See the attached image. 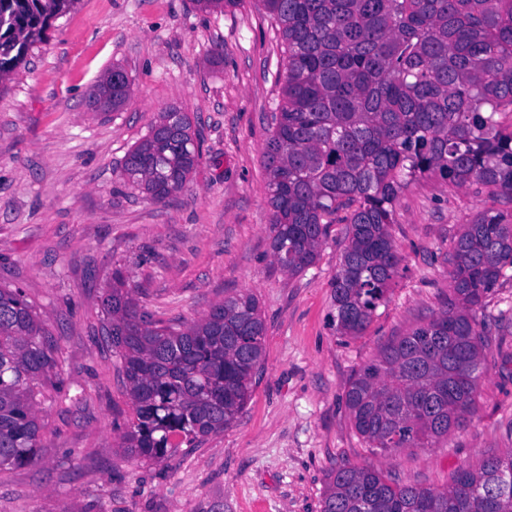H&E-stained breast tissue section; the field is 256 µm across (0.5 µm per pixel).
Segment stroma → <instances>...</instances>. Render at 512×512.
I'll return each instance as SVG.
<instances>
[{
  "mask_svg": "<svg viewBox=\"0 0 512 512\" xmlns=\"http://www.w3.org/2000/svg\"><path fill=\"white\" fill-rule=\"evenodd\" d=\"M281 59L256 0L221 13L192 0H79L0 81V286L24 291L60 360L38 399L42 458L0 470V512H321L340 465L441 489L459 467L512 449V268L477 313L485 373L468 426L387 451L355 430L347 384L452 298L453 243L494 202L476 185L408 183L390 227L402 262L386 300L363 335H337L331 282L345 225L300 273L272 256L263 152ZM115 66L128 100L92 110L94 85ZM172 106L190 116L203 158L182 192L156 203L123 164ZM116 271L157 321L187 325L249 291L265 322L263 368L236 421L160 462L121 448L133 410L101 332Z\"/></svg>",
  "mask_w": 512,
  "mask_h": 512,
  "instance_id": "35a3bbf8",
  "label": "stroma"
}]
</instances>
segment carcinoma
Here are the masks:
<instances>
[{"instance_id": "cac0c4a2", "label": "carcinoma", "mask_w": 512, "mask_h": 512, "mask_svg": "<svg viewBox=\"0 0 512 512\" xmlns=\"http://www.w3.org/2000/svg\"><path fill=\"white\" fill-rule=\"evenodd\" d=\"M201 11L240 0H195ZM284 46L282 98L266 140L274 260L291 274L312 265L333 224L348 244L332 281L341 336L371 323L401 258L389 232L411 180L478 184L512 203V0H258ZM77 0H0V81ZM129 79L108 71L90 94L101 110L124 104ZM187 113L160 112L130 150L124 173L161 202L200 163ZM453 298L383 345L350 380L345 406L374 448H418L467 425L484 374L476 311L512 268V214L489 209L462 225L452 251ZM106 329L118 352L134 421L131 457L163 459L180 441L229 427L262 363L265 323L251 292L174 327L138 312L115 272ZM46 324L19 288H0V468L39 459L45 423L37 396L58 367ZM512 450L462 467L437 490L339 466L321 512H512Z\"/></svg>"}]
</instances>
